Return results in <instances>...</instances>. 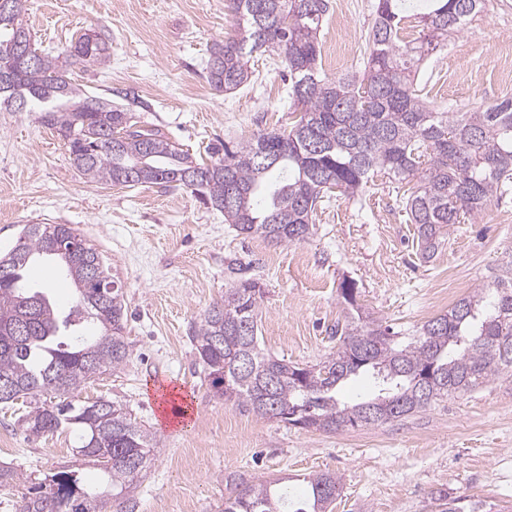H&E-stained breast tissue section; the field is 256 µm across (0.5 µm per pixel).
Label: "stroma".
I'll return each mask as SVG.
<instances>
[{
    "instance_id": "1",
    "label": "stroma",
    "mask_w": 512,
    "mask_h": 512,
    "mask_svg": "<svg viewBox=\"0 0 512 512\" xmlns=\"http://www.w3.org/2000/svg\"><path fill=\"white\" fill-rule=\"evenodd\" d=\"M376 6L332 0L320 29V74L361 73ZM25 23L37 47L53 55L77 33L104 27L108 63L73 65L69 78L197 158H206L209 144L234 146L295 119L288 71L276 53L252 55L253 85L224 93L207 83L211 48L237 31L225 0H27ZM509 36L512 0H487L480 16L421 62L417 89L449 111L512 98L498 65ZM334 48L345 54L339 69L330 61ZM407 190L375 174L358 196L324 202L308 240L273 245L238 235L190 190L90 181L38 113L0 112V253L15 246L24 225L69 224L98 247L122 284L131 359L70 401L102 396L124 404L155 437L137 512H221L232 473L298 490L304 477L326 471L342 486L331 512H441L443 493L479 512H512V373L405 418L326 433L262 419L215 396L190 340L229 287L232 260L264 290L258 334L266 352L305 366L336 348L331 330L348 313L343 280L355 283L364 314L412 331L446 312L439 297L449 281L478 288L512 259V195L450 226L442 250L426 261L404 209ZM24 278L68 311L73 290L54 264L30 265ZM167 387L189 405L187 422L163 412ZM75 446L70 429L36 439L17 412L0 410V465L18 473L13 486L0 489V512H18L23 494L60 470L97 484V466Z\"/></svg>"
}]
</instances>
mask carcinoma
<instances>
[{
	"label": "carcinoma",
	"instance_id": "obj_1",
	"mask_svg": "<svg viewBox=\"0 0 512 512\" xmlns=\"http://www.w3.org/2000/svg\"><path fill=\"white\" fill-rule=\"evenodd\" d=\"M485 0H427L428 36L406 41L405 0H378L363 72L340 78L318 72L319 31L330 0H230L242 21L239 37L216 45L206 80L216 91L249 83L246 57L273 51L291 74L288 94L299 117L291 129L262 131L234 147L213 148L210 162L177 148L157 128L132 129L128 112L85 94L67 78V66L104 63L103 29H86L62 56L38 55L21 20L26 0L0 11V110L20 102L65 141L69 158L87 179L112 185L190 188L241 235L294 244L313 234V215L327 194L355 196L371 175L416 180L404 198L416 225L423 259L445 244L447 229L481 212L512 190V99L465 112L437 111L414 88V66L444 47L448 34L482 11ZM100 258L116 288L100 300L96 284L69 252L73 240ZM10 282H0V380L12 382L3 406L35 402L21 415L28 435L43 438L63 427L78 433L77 454L102 472L89 492L73 471L51 476L50 487L22 500L20 512H136L134 481L148 470L154 438L122 405L97 398L79 407L47 403L40 396L78 390L130 358L127 311L120 281L96 246L70 224H28L8 252ZM36 258L57 264L75 288L62 315L42 291L20 287L21 272ZM258 283L233 280L212 304L191 342L214 393L262 419L336 432L379 426L424 411L490 378L512 372V259L491 280L444 314L407 333L349 315L336 325V350L306 367L266 354L257 334ZM70 336V343L58 337ZM361 374L373 379L372 395L347 404L339 388ZM236 494L224 512H288L290 491L274 481L231 478ZM340 478L321 472L306 480L295 512H327L339 496Z\"/></svg>",
	"mask_w": 512,
	"mask_h": 512
}]
</instances>
